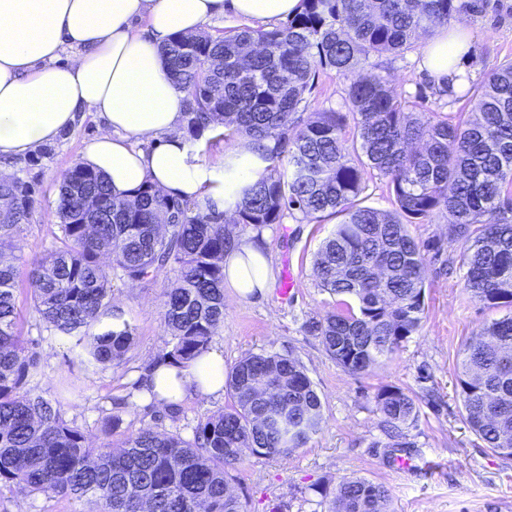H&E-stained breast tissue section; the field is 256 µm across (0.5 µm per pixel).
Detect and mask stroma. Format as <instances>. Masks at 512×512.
<instances>
[{
    "label": "stroma",
    "instance_id": "obj_1",
    "mask_svg": "<svg viewBox=\"0 0 512 512\" xmlns=\"http://www.w3.org/2000/svg\"><path fill=\"white\" fill-rule=\"evenodd\" d=\"M484 13L453 19L462 28L470 51L463 63L469 86L480 84L489 70L512 59V0H493ZM421 47L384 53L375 62L385 69L391 85L407 100L456 121L468 116L465 89L430 84L422 67ZM97 113L82 112L72 128L48 149L12 162V171L30 181L33 195L28 224L14 241L17 261L16 297L20 329L33 342L39 358L40 392L53 398L61 379L82 389L65 417L99 436L103 418L120 414L121 428L112 437L120 444L142 428L177 433L189 439L197 423L224 410L229 395L188 399L177 412L150 405L135 388L150 365L167 349L163 323L164 294L175 279L173 271L141 281L112 277V303L136 329V341L125 361L88 367L74 359L66 339L47 329L30 308V271L34 258L54 244L58 219L59 180L80 161L84 147L102 131ZM336 218L304 220L284 215L281 223L264 226L263 249L274 278L264 294L244 300L224 295V326L212 344L224 351V366L232 368L251 353L274 352L294 358L304 367L323 403L320 431L285 456L248 455L231 468L232 485L244 512H327L329 495L348 477H363L383 485L391 512H512V459L503 458L470 430L462 418L458 374L465 342L501 312L470 297L460 266L461 241L448 235V214L412 223L409 234L418 242L440 239L438 255L425 267V317L419 331L390 357L370 371L352 374L325 352L319 336L307 329L334 308L335 299L318 286L313 270L322 240ZM295 288L289 301L278 290L286 275ZM401 388L418 407L415 423L403 426L404 448L386 447V428L375 397L384 386ZM410 460L406 469L394 466L396 457ZM82 503L52 493L30 494L0 489V512H83Z\"/></svg>",
    "mask_w": 512,
    "mask_h": 512
}]
</instances>
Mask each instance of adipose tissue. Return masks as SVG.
Masks as SVG:
<instances>
[{"instance_id": "ef3b65f1", "label": "adipose tissue", "mask_w": 512, "mask_h": 512, "mask_svg": "<svg viewBox=\"0 0 512 512\" xmlns=\"http://www.w3.org/2000/svg\"><path fill=\"white\" fill-rule=\"evenodd\" d=\"M300 0H0V158L20 159L53 143L78 113L95 112L104 132L83 164L103 172L115 196L145 183L164 194L223 208L235 187L264 167L248 141L233 144L228 167L201 163L182 132L185 92L162 51L173 35L195 33L232 12L272 23L293 16ZM466 45L440 29L423 67L436 83L465 82ZM148 137L149 150L132 139ZM273 268L260 245L239 238L224 256V283L240 298L265 291ZM224 355L212 349L185 366L151 365L143 388L158 405L223 395Z\"/></svg>"}]
</instances>
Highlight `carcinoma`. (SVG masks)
Listing matches in <instances>:
<instances>
[{
  "label": "carcinoma",
  "instance_id": "1",
  "mask_svg": "<svg viewBox=\"0 0 512 512\" xmlns=\"http://www.w3.org/2000/svg\"><path fill=\"white\" fill-rule=\"evenodd\" d=\"M489 0H301L300 11L269 29L217 36L176 34L163 50L186 92V128L196 137H245L267 166L224 211L163 194L151 184L112 196L105 176L76 163L61 176L59 235L31 271L39 320L74 340L91 367L119 364L134 346L131 325L112 306V272L131 282L171 269L163 320L169 350L186 364L210 349L224 325V253L237 226L260 229L285 213L335 216L318 250L319 285L336 310L308 329L345 370L362 373L418 331L425 314V253L405 221L439 211L463 241L464 288L489 308H512V61L498 64L468 97L474 119L453 123L395 93L377 66ZM345 83L347 112L297 117L322 73ZM384 180L396 208L360 202L363 175ZM29 181L0 177V245L28 223ZM0 248V487L55 493L95 512H243L228 467L248 454L286 455L321 428L323 408L303 366L276 353L242 358L226 379L232 404L200 420L193 438L143 429L118 449L95 445L64 415L80 392L47 399L28 379L39 362L16 321L15 261ZM458 386L464 417L486 446L512 457V311L464 346ZM384 422L418 418L396 387L376 395ZM330 512H389L385 488L364 478L336 487Z\"/></svg>",
  "mask_w": 512,
  "mask_h": 512
}]
</instances>
